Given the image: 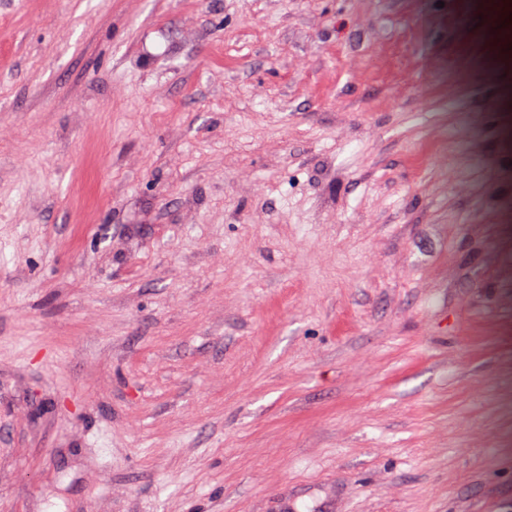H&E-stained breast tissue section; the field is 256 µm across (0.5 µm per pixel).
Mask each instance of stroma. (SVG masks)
<instances>
[{"label":"stroma","instance_id":"obj_1","mask_svg":"<svg viewBox=\"0 0 512 512\" xmlns=\"http://www.w3.org/2000/svg\"><path fill=\"white\" fill-rule=\"evenodd\" d=\"M0 512H512V0H0Z\"/></svg>","mask_w":512,"mask_h":512}]
</instances>
